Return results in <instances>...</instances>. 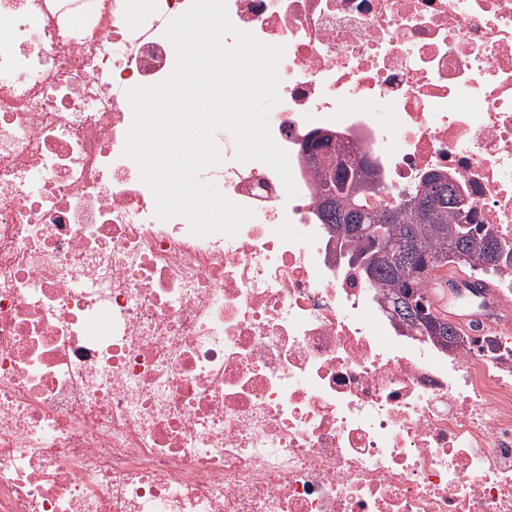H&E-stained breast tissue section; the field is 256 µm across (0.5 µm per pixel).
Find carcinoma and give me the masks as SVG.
<instances>
[{"instance_id": "carcinoma-1", "label": "carcinoma", "mask_w": 512, "mask_h": 512, "mask_svg": "<svg viewBox=\"0 0 512 512\" xmlns=\"http://www.w3.org/2000/svg\"><path fill=\"white\" fill-rule=\"evenodd\" d=\"M369 172L345 163L322 179L319 204L326 223L336 230L352 261L363 266L370 283L384 288L393 304L410 302V319L403 324L450 348L457 345L461 329L436 314L426 299L432 279L448 267L464 272L480 268L473 279L493 283L491 274L512 267V241L489 224H475L470 206L447 178L431 173L420 189L398 206L375 212L367 197L382 189H367Z\"/></svg>"}]
</instances>
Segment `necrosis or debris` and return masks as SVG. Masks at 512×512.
I'll use <instances>...</instances> for the list:
<instances>
[{"mask_svg": "<svg viewBox=\"0 0 512 512\" xmlns=\"http://www.w3.org/2000/svg\"><path fill=\"white\" fill-rule=\"evenodd\" d=\"M191 0H0V512H512V323L390 318L318 207L332 135L383 190L455 183L512 239V0H226L280 46L296 196L225 130L254 212L198 237L125 156Z\"/></svg>", "mask_w": 512, "mask_h": 512, "instance_id": "obj_1", "label": "necrosis or debris"}]
</instances>
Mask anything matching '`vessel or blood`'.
<instances>
[{"mask_svg":"<svg viewBox=\"0 0 512 512\" xmlns=\"http://www.w3.org/2000/svg\"><path fill=\"white\" fill-rule=\"evenodd\" d=\"M469 282L466 275L459 274L453 280H441L429 288L427 293L431 307L440 314L448 316L462 330L487 327L501 321L502 309L500 294L491 286L481 288L477 310L464 308L459 303L460 290Z\"/></svg>","mask_w":512,"mask_h":512,"instance_id":"b4317fda","label":"vessel or blood"}]
</instances>
